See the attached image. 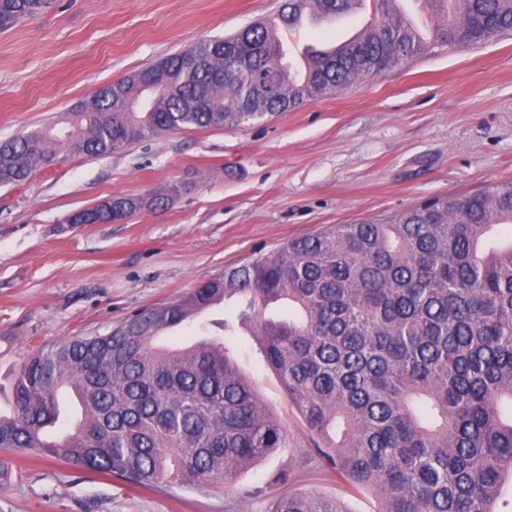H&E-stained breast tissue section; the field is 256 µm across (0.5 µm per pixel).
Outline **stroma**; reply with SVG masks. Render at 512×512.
Instances as JSON below:
<instances>
[{"label":"stroma","instance_id":"obj_1","mask_svg":"<svg viewBox=\"0 0 512 512\" xmlns=\"http://www.w3.org/2000/svg\"><path fill=\"white\" fill-rule=\"evenodd\" d=\"M283 0H53L0 30V141L55 120L99 86L203 39L240 31ZM512 180V35L444 47L340 95L239 128L174 131L112 154L70 156L0 186V383L38 347L108 333L188 295L224 267L336 224ZM165 195L112 224L70 214L118 195ZM226 342L288 445L241 470L237 488L118 485L61 461L0 451V512H264L288 490L380 512L312 461L309 431L267 365L244 303L213 308Z\"/></svg>","mask_w":512,"mask_h":512}]
</instances>
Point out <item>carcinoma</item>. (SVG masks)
Listing matches in <instances>:
<instances>
[{"instance_id": "1", "label": "carcinoma", "mask_w": 512, "mask_h": 512, "mask_svg": "<svg viewBox=\"0 0 512 512\" xmlns=\"http://www.w3.org/2000/svg\"><path fill=\"white\" fill-rule=\"evenodd\" d=\"M353 0H286L277 20L347 14ZM377 0L355 42L314 56L290 79L266 22L206 40L109 83L53 123L0 142V186H19L61 155L97 157L173 130L244 127L409 63L435 45L479 47L512 31V0L447 3L432 41ZM50 0H0V29ZM97 224L164 197L108 198ZM512 224V181L435 198L386 220L336 224L224 268L187 296L129 315L106 334L40 347L21 360L0 449L52 457L134 487L166 480L228 489L253 461L285 447L224 337L161 349L156 330L198 308L248 301L268 365L303 417L317 456L380 512H499L512 481V245L486 251L487 230ZM286 300L297 319L266 316ZM86 399L70 432L61 391ZM344 429L333 437L337 420ZM265 512H347L338 498L283 492Z\"/></svg>"}]
</instances>
